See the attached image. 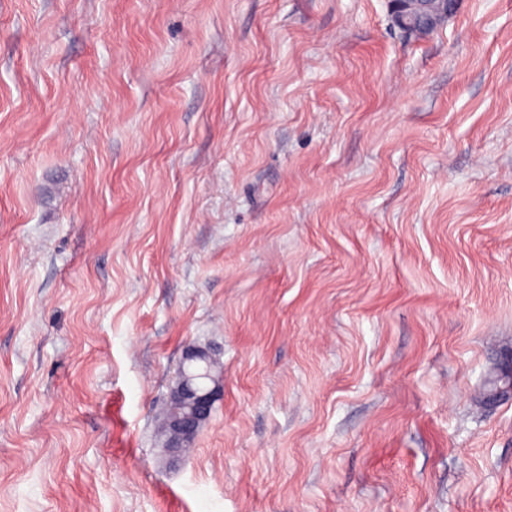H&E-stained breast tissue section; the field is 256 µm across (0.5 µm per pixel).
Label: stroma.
<instances>
[{"label": "stroma", "mask_w": 512, "mask_h": 512, "mask_svg": "<svg viewBox=\"0 0 512 512\" xmlns=\"http://www.w3.org/2000/svg\"><path fill=\"white\" fill-rule=\"evenodd\" d=\"M508 358L512 0H0V512H512ZM459 0H390V12L394 23L404 32L417 31L421 35L436 29L453 11ZM426 20L427 26L418 28L419 20ZM210 360L205 349L192 347L183 358V369L170 396L171 412L166 421L167 451L175 456L197 436L215 402L216 385L210 386ZM512 366L511 360H506L501 364L500 375L498 379L492 382V386L487 394V400H497L507 398L511 393Z\"/></svg>", "instance_id": "obj_1"}]
</instances>
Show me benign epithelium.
Returning <instances> with one entry per match:
<instances>
[{
    "instance_id": "benign-epithelium-1",
    "label": "benign epithelium",
    "mask_w": 512,
    "mask_h": 512,
    "mask_svg": "<svg viewBox=\"0 0 512 512\" xmlns=\"http://www.w3.org/2000/svg\"><path fill=\"white\" fill-rule=\"evenodd\" d=\"M459 0H390L394 23L404 32L427 33L437 28ZM210 360L205 349L192 347L183 358V369L170 396L171 412L166 421L167 451L175 456L197 436L215 402L216 387L210 385Z\"/></svg>"
}]
</instances>
